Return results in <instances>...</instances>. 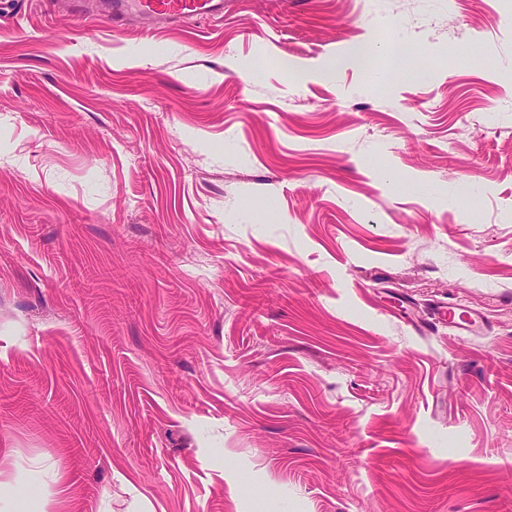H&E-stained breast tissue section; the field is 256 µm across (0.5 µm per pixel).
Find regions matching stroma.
<instances>
[{
	"instance_id": "obj_1",
	"label": "stroma",
	"mask_w": 512,
	"mask_h": 512,
	"mask_svg": "<svg viewBox=\"0 0 512 512\" xmlns=\"http://www.w3.org/2000/svg\"><path fill=\"white\" fill-rule=\"evenodd\" d=\"M0 482L512 512V0H0ZM94 6L96 17L112 21L137 16L164 24L186 17L209 19L224 16V0H100Z\"/></svg>"
}]
</instances>
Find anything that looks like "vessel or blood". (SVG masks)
Wrapping results in <instances>:
<instances>
[{
  "instance_id": "b4317fda",
  "label": "vessel or blood",
  "mask_w": 512,
  "mask_h": 512,
  "mask_svg": "<svg viewBox=\"0 0 512 512\" xmlns=\"http://www.w3.org/2000/svg\"><path fill=\"white\" fill-rule=\"evenodd\" d=\"M95 12L97 16L114 21L137 16L164 24L186 17L223 16L224 0H97Z\"/></svg>"
}]
</instances>
